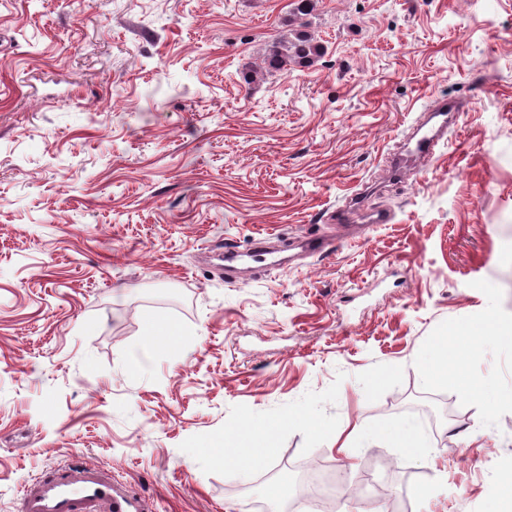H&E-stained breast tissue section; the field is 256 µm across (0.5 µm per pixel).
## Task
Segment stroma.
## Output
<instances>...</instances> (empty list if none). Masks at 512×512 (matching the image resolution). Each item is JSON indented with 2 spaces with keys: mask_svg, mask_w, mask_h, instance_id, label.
<instances>
[{
  "mask_svg": "<svg viewBox=\"0 0 512 512\" xmlns=\"http://www.w3.org/2000/svg\"><path fill=\"white\" fill-rule=\"evenodd\" d=\"M291 3L0 0V512L76 455L154 512H255L284 465L337 473V512H494L512 0H318L323 59L255 76ZM443 98V144L391 173ZM354 195L390 220L350 240ZM306 231L331 248L225 277V248ZM151 321L185 329L178 347L148 350ZM438 354L470 394L425 385ZM247 429L264 465L207 458Z\"/></svg>",
  "mask_w": 512,
  "mask_h": 512,
  "instance_id": "1",
  "label": "stroma"
}]
</instances>
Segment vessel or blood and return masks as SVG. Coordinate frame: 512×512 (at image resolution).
<instances>
[{
  "label": "vessel or blood",
  "instance_id": "obj_1",
  "mask_svg": "<svg viewBox=\"0 0 512 512\" xmlns=\"http://www.w3.org/2000/svg\"><path fill=\"white\" fill-rule=\"evenodd\" d=\"M21 512H149L142 495L113 482L108 464L71 462L21 490Z\"/></svg>",
  "mask_w": 512,
  "mask_h": 512
}]
</instances>
